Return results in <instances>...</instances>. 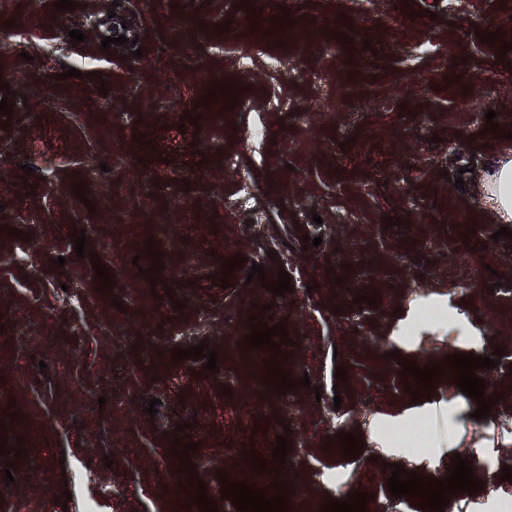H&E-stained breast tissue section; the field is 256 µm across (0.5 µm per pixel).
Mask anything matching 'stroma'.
I'll return each instance as SVG.
<instances>
[{
    "instance_id": "stroma-1",
    "label": "stroma",
    "mask_w": 512,
    "mask_h": 512,
    "mask_svg": "<svg viewBox=\"0 0 512 512\" xmlns=\"http://www.w3.org/2000/svg\"><path fill=\"white\" fill-rule=\"evenodd\" d=\"M54 3L0 0V98L15 93L0 115V435L28 451L13 482L0 476V512H169L180 424L218 512L237 509L217 472L237 481L246 451L271 459L282 434L290 512L356 491L370 493L368 512H419L388 491L390 464L443 478L465 448L482 451L483 488L444 512H512V480L499 477L512 467V239L471 189L512 133V50L498 59L512 0H129L139 58L71 41L100 26L97 0ZM253 6L289 14L312 39L256 41ZM77 56L88 75L61 77ZM202 70L238 101L181 125ZM310 102L318 110L302 111ZM80 182L95 208L73 194ZM149 244L164 265L156 285L132 263ZM23 250L29 263L13 264ZM237 255L246 264L224 277ZM96 258L113 280L106 302ZM255 264L270 280L288 272L292 291L249 279ZM364 294L375 305L358 306ZM426 305L445 319L419 320ZM256 320L286 327L278 361L296 387L270 392L250 377ZM202 341L218 370L174 361ZM497 350L499 364L476 371L500 396L487 418L451 375L427 397L405 390L401 360ZM416 420L428 427L420 457L387 433ZM343 432L360 434L358 457L343 456Z\"/></svg>"
}]
</instances>
